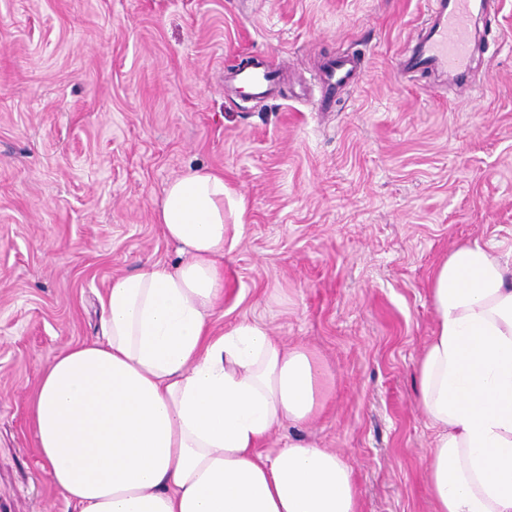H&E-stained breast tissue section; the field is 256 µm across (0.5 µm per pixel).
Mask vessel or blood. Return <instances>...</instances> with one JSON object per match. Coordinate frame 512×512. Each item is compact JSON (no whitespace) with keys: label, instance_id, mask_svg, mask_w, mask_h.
I'll return each mask as SVG.
<instances>
[{"label":"vessel or blood","instance_id":"obj_1","mask_svg":"<svg viewBox=\"0 0 512 512\" xmlns=\"http://www.w3.org/2000/svg\"><path fill=\"white\" fill-rule=\"evenodd\" d=\"M476 8V0H435L424 39L412 55L398 58L396 74L430 70L465 79L472 61V23ZM282 65L277 57H260L252 65L236 70L232 79L243 93L263 99L271 94ZM361 66L359 58L341 57L326 64L321 79L328 87H342L354 80Z\"/></svg>","mask_w":512,"mask_h":512}]
</instances>
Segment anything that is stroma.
Wrapping results in <instances>:
<instances>
[{
    "label": "stroma",
    "mask_w": 512,
    "mask_h": 512,
    "mask_svg": "<svg viewBox=\"0 0 512 512\" xmlns=\"http://www.w3.org/2000/svg\"><path fill=\"white\" fill-rule=\"evenodd\" d=\"M431 0H0V512H71L28 405L95 339L97 292L180 261L155 210L206 168L246 205L224 240L220 334L248 321L315 353L326 406L300 440L351 467L359 512H434L415 374L430 283L456 245L512 253V0L477 21L472 95L395 77ZM285 59L270 98L225 76ZM360 56L330 111L324 64Z\"/></svg>",
    "instance_id": "1"
}]
</instances>
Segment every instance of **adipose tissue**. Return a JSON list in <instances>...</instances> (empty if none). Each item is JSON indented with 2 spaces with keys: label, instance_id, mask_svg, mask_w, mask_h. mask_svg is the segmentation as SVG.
Returning <instances> with one entry per match:
<instances>
[{
  "label": "adipose tissue",
  "instance_id": "1",
  "mask_svg": "<svg viewBox=\"0 0 512 512\" xmlns=\"http://www.w3.org/2000/svg\"><path fill=\"white\" fill-rule=\"evenodd\" d=\"M221 174L190 169L155 211L182 257L113 278L98 337L58 352L29 404L36 452L72 512H358L336 451L259 445L325 401L314 354L255 322L213 335L224 300ZM436 324L417 370L434 431L436 512H512V265L458 244L435 271Z\"/></svg>",
  "mask_w": 512,
  "mask_h": 512
}]
</instances>
